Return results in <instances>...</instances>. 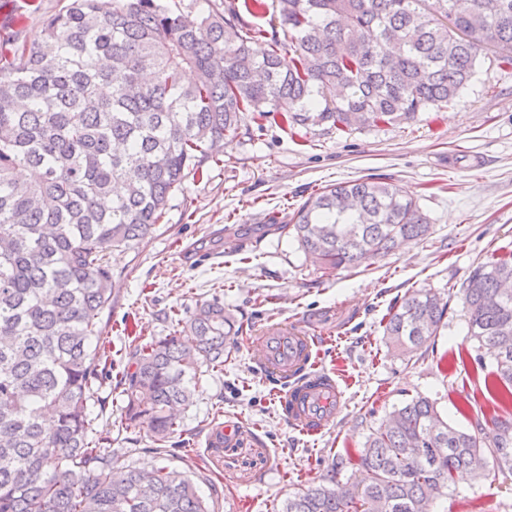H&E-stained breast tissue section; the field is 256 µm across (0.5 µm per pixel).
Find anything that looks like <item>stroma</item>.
Here are the masks:
<instances>
[{
    "mask_svg": "<svg viewBox=\"0 0 512 512\" xmlns=\"http://www.w3.org/2000/svg\"><path fill=\"white\" fill-rule=\"evenodd\" d=\"M380 178L416 201L430 235L386 256L324 272L287 233L266 230L269 217L291 221L313 191ZM512 254V66L490 59L455 102L400 124L309 126L290 134L279 115L247 114L224 161L187 176L168 200L153 234L110 256L115 288L110 314L112 372L97 392L100 423L112 445L132 449L117 466L163 465L196 472L214 512H279L289 493L335 474L361 479L356 463L371 430L416 395L435 400L451 425L468 429L477 412L458 411L460 390L482 389L459 291L471 271ZM431 289L448 301L439 336L413 357L383 338V318L409 291ZM223 303L243 328L223 367L205 369L194 403L167 443V457L145 431L123 429L121 375L136 336H165L203 302ZM298 320L319 336L320 362L338 374L348 408L322 433L306 435L279 414L273 378L257 373L247 333ZM231 428L223 447L209 435ZM435 512H512V472L490 467L486 479L459 474Z\"/></svg>",
    "mask_w": 512,
    "mask_h": 512,
    "instance_id": "stroma-1",
    "label": "stroma"
}]
</instances>
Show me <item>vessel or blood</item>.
Returning <instances> with one entry per match:
<instances>
[{"mask_svg": "<svg viewBox=\"0 0 512 512\" xmlns=\"http://www.w3.org/2000/svg\"><path fill=\"white\" fill-rule=\"evenodd\" d=\"M318 340L305 324L278 322L254 331L256 369L279 386L283 421L316 435L346 409L345 391L335 372L321 367Z\"/></svg>", "mask_w": 512, "mask_h": 512, "instance_id": "obj_1", "label": "vessel or blood"}]
</instances>
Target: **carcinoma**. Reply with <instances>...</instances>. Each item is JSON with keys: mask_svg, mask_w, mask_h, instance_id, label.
I'll use <instances>...</instances> for the list:
<instances>
[{"mask_svg": "<svg viewBox=\"0 0 512 512\" xmlns=\"http://www.w3.org/2000/svg\"><path fill=\"white\" fill-rule=\"evenodd\" d=\"M290 41L232 7L192 18L161 0H71L25 40L0 42V512H213L189 471L112 465V428L89 410L109 361L114 251L133 248L186 173L224 154L248 112L291 132L404 123L452 103L480 56L512 65V0H273ZM196 78L187 84L184 74ZM292 229L327 272L427 236L411 197L380 178L328 185ZM470 339L489 354L491 402L512 400V257L461 289ZM447 303L430 289L391 308L386 340L412 355L439 335ZM173 334L137 336L124 378L125 427L155 448L193 404L198 369L224 364L235 321L219 302ZM512 470V419L468 432L417 395L359 450L365 483L336 475L288 495L283 512H433L456 473Z\"/></svg>", "mask_w": 512, "mask_h": 512, "instance_id": "cac0c4a2", "label": "carcinoma"}]
</instances>
